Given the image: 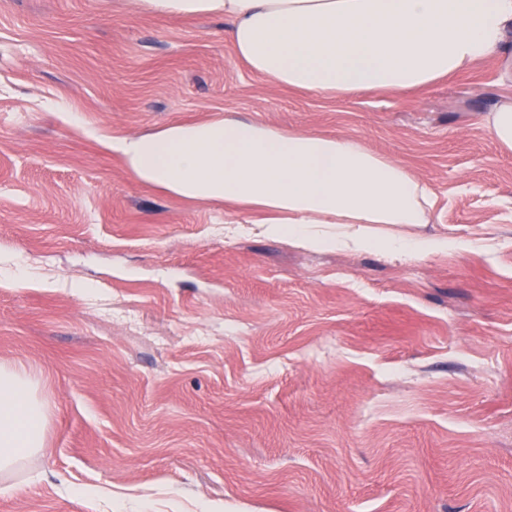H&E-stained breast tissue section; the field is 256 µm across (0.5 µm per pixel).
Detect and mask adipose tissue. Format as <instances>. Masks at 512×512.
<instances>
[{"label": "adipose tissue", "instance_id": "ef3b65f1", "mask_svg": "<svg viewBox=\"0 0 512 512\" xmlns=\"http://www.w3.org/2000/svg\"><path fill=\"white\" fill-rule=\"evenodd\" d=\"M162 16H222L250 71L347 97L411 93L492 56L512 84V0H136ZM133 177L187 200L261 212L266 235L313 250L444 251L393 224H425L430 187L353 137L283 131L236 113L140 135L103 134ZM45 409L24 366H0V474L40 451Z\"/></svg>", "mask_w": 512, "mask_h": 512}]
</instances>
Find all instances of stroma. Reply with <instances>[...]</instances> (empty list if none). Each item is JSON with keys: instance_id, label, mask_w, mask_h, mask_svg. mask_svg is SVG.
<instances>
[{"instance_id": "obj_1", "label": "stroma", "mask_w": 512, "mask_h": 512, "mask_svg": "<svg viewBox=\"0 0 512 512\" xmlns=\"http://www.w3.org/2000/svg\"><path fill=\"white\" fill-rule=\"evenodd\" d=\"M224 28L0 0V257L42 277L0 278V364L48 416L0 512H512V151L482 123L512 99L498 60L339 98L251 73ZM231 112L400 162L434 207L399 233L451 249L309 251L137 181L91 135Z\"/></svg>"}]
</instances>
